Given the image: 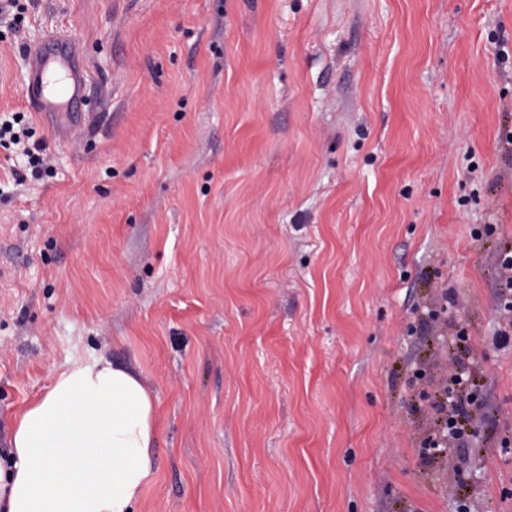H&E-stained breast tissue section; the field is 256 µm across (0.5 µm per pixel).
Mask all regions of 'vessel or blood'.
I'll use <instances>...</instances> for the list:
<instances>
[{
  "instance_id": "1",
  "label": "vessel or blood",
  "mask_w": 512,
  "mask_h": 512,
  "mask_svg": "<svg viewBox=\"0 0 512 512\" xmlns=\"http://www.w3.org/2000/svg\"><path fill=\"white\" fill-rule=\"evenodd\" d=\"M24 98L64 135L77 133L85 120L78 109L87 96L88 70L79 44L65 35L50 36L43 45L29 47Z\"/></svg>"
}]
</instances>
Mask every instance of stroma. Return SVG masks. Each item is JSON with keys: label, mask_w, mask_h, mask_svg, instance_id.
<instances>
[{"label": "stroma", "mask_w": 512, "mask_h": 512, "mask_svg": "<svg viewBox=\"0 0 512 512\" xmlns=\"http://www.w3.org/2000/svg\"><path fill=\"white\" fill-rule=\"evenodd\" d=\"M20 3L0 121L48 164L16 182L0 146V448L89 350L155 396L136 512H512V0ZM52 30L90 74L68 138L24 99ZM443 285L485 378L459 477L422 454L449 361L417 306ZM496 277L505 294L496 307L498 328L494 340L503 348L512 345V250L502 252L498 257Z\"/></svg>", "instance_id": "1"}]
</instances>
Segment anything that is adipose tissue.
Wrapping results in <instances>:
<instances>
[{
	"instance_id": "obj_1",
	"label": "adipose tissue",
	"mask_w": 512,
	"mask_h": 512,
	"mask_svg": "<svg viewBox=\"0 0 512 512\" xmlns=\"http://www.w3.org/2000/svg\"><path fill=\"white\" fill-rule=\"evenodd\" d=\"M158 414L141 373L72 355L14 417L0 512H134L155 476Z\"/></svg>"
}]
</instances>
